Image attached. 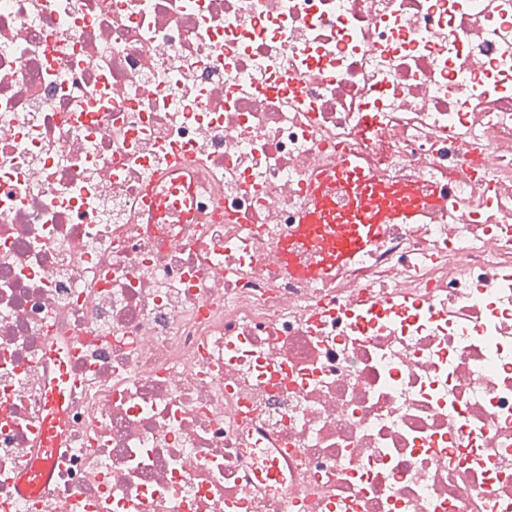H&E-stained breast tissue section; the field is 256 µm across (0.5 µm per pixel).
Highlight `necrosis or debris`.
Here are the masks:
<instances>
[{
    "instance_id": "obj_1",
    "label": "necrosis or debris",
    "mask_w": 512,
    "mask_h": 512,
    "mask_svg": "<svg viewBox=\"0 0 512 512\" xmlns=\"http://www.w3.org/2000/svg\"><path fill=\"white\" fill-rule=\"evenodd\" d=\"M347 150L452 203L285 277ZM57 507L512 512V0H0V512ZM60 384L56 383L53 390L48 393L44 406L45 415L40 427L41 448L40 458L37 464L30 466L24 472L19 481V501H26L31 497L33 491L43 494L49 484L51 470L50 464L56 455L60 426L62 406L65 401V394L69 389L70 377L61 366Z\"/></svg>"
}]
</instances>
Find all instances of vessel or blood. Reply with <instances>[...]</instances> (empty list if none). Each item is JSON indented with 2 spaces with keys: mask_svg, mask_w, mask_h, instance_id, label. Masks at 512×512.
Instances as JSON below:
<instances>
[{
  "mask_svg": "<svg viewBox=\"0 0 512 512\" xmlns=\"http://www.w3.org/2000/svg\"><path fill=\"white\" fill-rule=\"evenodd\" d=\"M444 202L438 192L424 194L414 185L383 179L360 154L347 151L335 164L311 176L310 193L298 221L286 240L277 244L275 257L289 276L329 280L369 252L390 225L427 223ZM69 381L68 374H61L46 397L40 458L22 474L20 497L48 487Z\"/></svg>",
  "mask_w": 512,
  "mask_h": 512,
  "instance_id": "1",
  "label": "vessel or blood"
}]
</instances>
